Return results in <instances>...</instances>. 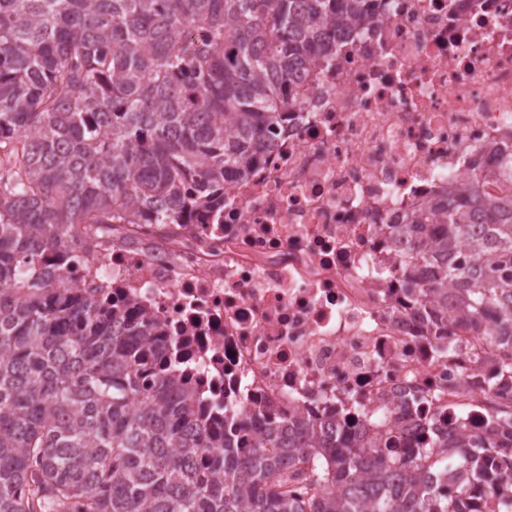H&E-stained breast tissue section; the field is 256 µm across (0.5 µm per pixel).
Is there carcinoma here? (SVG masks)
Masks as SVG:
<instances>
[{
	"label": "carcinoma",
	"mask_w": 512,
	"mask_h": 512,
	"mask_svg": "<svg viewBox=\"0 0 512 512\" xmlns=\"http://www.w3.org/2000/svg\"><path fill=\"white\" fill-rule=\"evenodd\" d=\"M371 19L368 0H0V512H512L511 412L403 442L352 405L246 439L242 408L203 419L151 366L149 320L45 271L79 232L220 206L303 65ZM498 170L411 212L396 273L511 382L512 198L486 185L512 154Z\"/></svg>",
	"instance_id": "cac0c4a2"
}]
</instances>
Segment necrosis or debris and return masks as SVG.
I'll return each instance as SVG.
<instances>
[{
    "label": "necrosis or debris",
    "instance_id": "1",
    "mask_svg": "<svg viewBox=\"0 0 512 512\" xmlns=\"http://www.w3.org/2000/svg\"><path fill=\"white\" fill-rule=\"evenodd\" d=\"M305 72L260 160L193 224H120L50 255L88 299L154 324L203 396L275 419L337 401L406 405L402 426L512 410L472 333L422 325L394 226L487 147L512 145V0H372Z\"/></svg>",
    "mask_w": 512,
    "mask_h": 512
}]
</instances>
